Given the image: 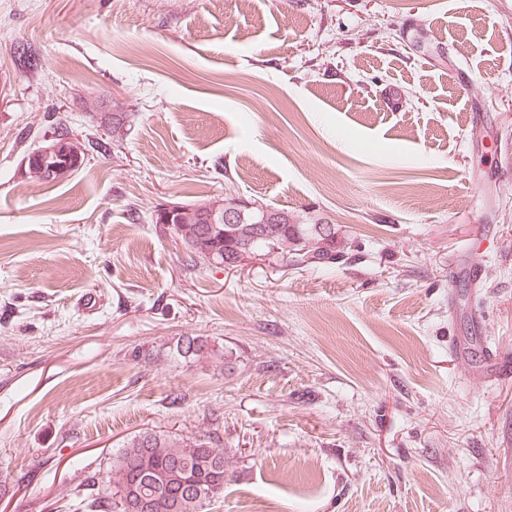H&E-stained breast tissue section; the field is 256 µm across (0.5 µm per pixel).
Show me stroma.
<instances>
[{
  "instance_id": "stroma-1",
  "label": "stroma",
  "mask_w": 512,
  "mask_h": 512,
  "mask_svg": "<svg viewBox=\"0 0 512 512\" xmlns=\"http://www.w3.org/2000/svg\"><path fill=\"white\" fill-rule=\"evenodd\" d=\"M1 77L0 512L145 431L219 437L208 512H512V0H0ZM60 123L107 151L28 179ZM228 190L348 256L187 267L155 210ZM176 353L184 359L200 360L207 355H214L215 350L210 348L206 339L201 336H185L176 344Z\"/></svg>"
}]
</instances>
